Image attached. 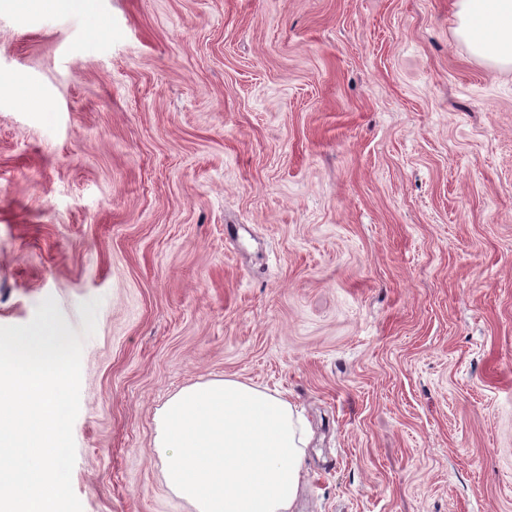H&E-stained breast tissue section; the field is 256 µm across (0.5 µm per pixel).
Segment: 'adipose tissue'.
<instances>
[{
  "mask_svg": "<svg viewBox=\"0 0 512 512\" xmlns=\"http://www.w3.org/2000/svg\"><path fill=\"white\" fill-rule=\"evenodd\" d=\"M472 56L512 67V0H454ZM164 479L196 512H295L305 428L285 399L238 380L196 383L155 415Z\"/></svg>",
  "mask_w": 512,
  "mask_h": 512,
  "instance_id": "adipose-tissue-1",
  "label": "adipose tissue"
}]
</instances>
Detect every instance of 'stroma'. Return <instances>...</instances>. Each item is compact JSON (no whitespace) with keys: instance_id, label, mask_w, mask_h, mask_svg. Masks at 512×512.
Segmentation results:
<instances>
[{"instance_id":"stroma-1","label":"stroma","mask_w":512,"mask_h":512,"mask_svg":"<svg viewBox=\"0 0 512 512\" xmlns=\"http://www.w3.org/2000/svg\"><path fill=\"white\" fill-rule=\"evenodd\" d=\"M452 2L0 0V326L101 301L83 512H195L154 417L224 377L305 417L296 512H512V68Z\"/></svg>"}]
</instances>
